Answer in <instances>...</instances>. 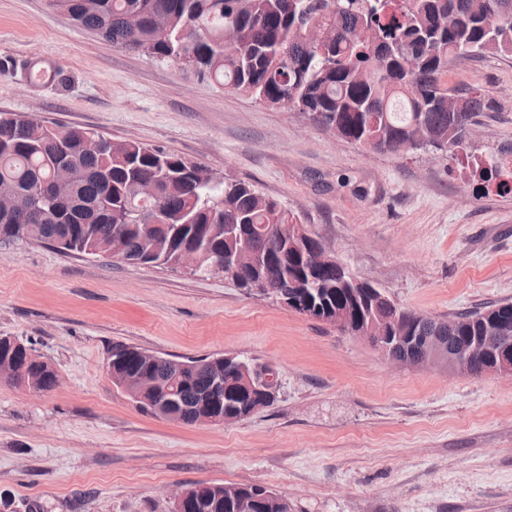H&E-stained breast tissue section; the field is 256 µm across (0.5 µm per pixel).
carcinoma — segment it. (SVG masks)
Here are the masks:
<instances>
[{
	"mask_svg": "<svg viewBox=\"0 0 512 512\" xmlns=\"http://www.w3.org/2000/svg\"><path fill=\"white\" fill-rule=\"evenodd\" d=\"M82 29L112 47L168 61L180 71L263 103L297 110L365 151L428 148L463 159L481 188L512 192V147L484 158L467 153L470 126L487 101L477 90L451 94L445 77L455 58L512 54V0H48ZM95 132L47 126L33 117L0 114V194L20 198L0 210V243L34 240L64 252L111 256L140 265L179 267L193 250L195 275H222L251 290L273 276L292 285L294 309L316 307L331 319L350 316L342 333L369 336L399 319L413 336H445L459 345L488 324L512 331V302L451 318L418 314L381 300L334 262H314L312 242L296 245L261 232L264 224H296L297 217L255 186L216 176L202 166L138 141L80 153ZM226 224L237 225L230 234ZM244 266L229 274L230 258ZM10 363L49 392L54 371L20 341L0 337V365ZM187 381L177 360L124 343L112 344L114 384H139L130 394L143 411L184 425L243 420L273 399L237 390L232 355L189 359ZM224 394L206 404L219 368ZM174 388L163 406L152 395ZM198 512H290L288 500L255 486L215 484Z\"/></svg>",
	"mask_w": 512,
	"mask_h": 512,
	"instance_id": "carcinoma-1",
	"label": "carcinoma"
}]
</instances>
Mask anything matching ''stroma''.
Returning <instances> with one entry per match:
<instances>
[{"label":"stroma","mask_w":512,"mask_h":512,"mask_svg":"<svg viewBox=\"0 0 512 512\" xmlns=\"http://www.w3.org/2000/svg\"><path fill=\"white\" fill-rule=\"evenodd\" d=\"M447 83L489 103L473 157L512 144V55L457 60ZM0 113L249 182L421 314L512 302V193L473 190L445 154L365 152L301 112L113 48L47 0H0ZM0 336L59 379L34 394L0 378V512H174L200 482L259 486L291 512H512V377L398 367L224 278L29 240L0 246ZM116 342L239 356L274 375L275 399L223 425L147 414L108 374Z\"/></svg>","instance_id":"stroma-1"}]
</instances>
